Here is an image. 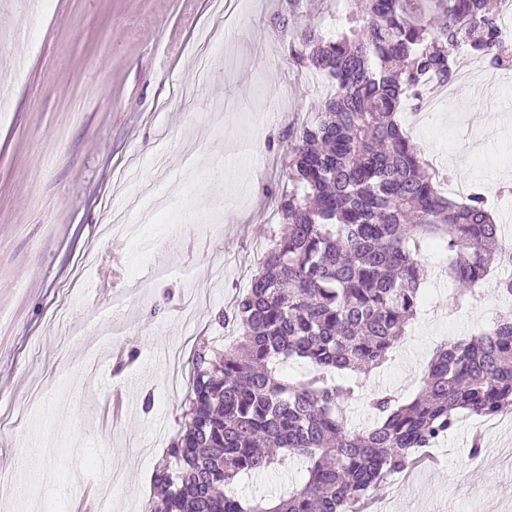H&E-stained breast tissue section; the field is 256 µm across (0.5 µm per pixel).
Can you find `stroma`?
I'll return each instance as SVG.
<instances>
[{"label":"stroma","instance_id":"1","mask_svg":"<svg viewBox=\"0 0 512 512\" xmlns=\"http://www.w3.org/2000/svg\"><path fill=\"white\" fill-rule=\"evenodd\" d=\"M0 0V466L43 449L23 476L28 512H70L123 463L112 512H148L152 481L184 425L198 341L223 346L218 320L262 262L287 191L288 127L314 120L331 90L292 66L288 43L312 24L336 32L337 0ZM492 95L456 86L423 143L463 181L501 188L512 213V74ZM150 219L137 239L108 233L115 213ZM426 305L346 415L373 425L369 401H410L441 344L489 329L503 303L489 276L466 303L434 276L444 252L422 255ZM127 394L117 425L87 411ZM153 394L150 413L141 410ZM65 402L70 422L47 416ZM483 450L471 459L475 435ZM434 465L389 479L381 512H512V420L485 432L461 416L430 450ZM292 464L240 477L239 495L280 496Z\"/></svg>","mask_w":512,"mask_h":512}]
</instances>
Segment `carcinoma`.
Segmentation results:
<instances>
[{
    "mask_svg": "<svg viewBox=\"0 0 512 512\" xmlns=\"http://www.w3.org/2000/svg\"><path fill=\"white\" fill-rule=\"evenodd\" d=\"M499 19L489 0H366L345 10L336 37L310 27L289 43L293 65L326 75L332 91L316 120L290 133L282 228L236 301L234 342L194 349L184 428L168 448L174 463L154 474L151 512H355L460 413L512 411L510 317L437 348L411 401L376 395L373 426L345 417L420 309L422 249L448 253L457 305L503 261L482 195L440 194L398 120L428 79H457L462 51L512 69ZM291 358L314 372L277 373L273 363ZM295 461L306 477L278 501L231 493L239 475Z\"/></svg>",
    "mask_w": 512,
    "mask_h": 512,
    "instance_id": "1",
    "label": "carcinoma"
}]
</instances>
